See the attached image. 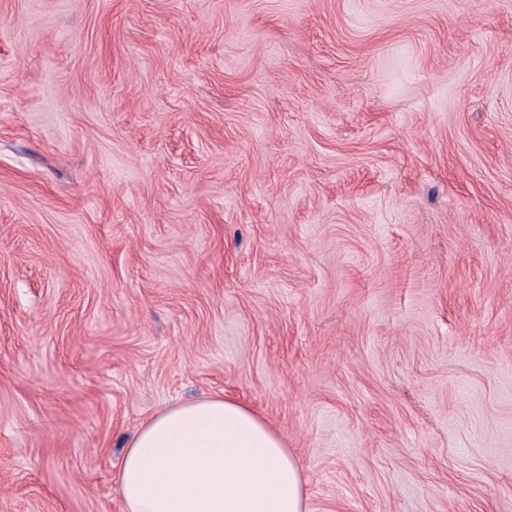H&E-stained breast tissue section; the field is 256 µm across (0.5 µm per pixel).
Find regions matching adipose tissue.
Segmentation results:
<instances>
[{"instance_id":"adipose-tissue-1","label":"adipose tissue","mask_w":512,"mask_h":512,"mask_svg":"<svg viewBox=\"0 0 512 512\" xmlns=\"http://www.w3.org/2000/svg\"><path fill=\"white\" fill-rule=\"evenodd\" d=\"M112 481L124 512H309L303 471L281 436L221 396L149 418Z\"/></svg>"}]
</instances>
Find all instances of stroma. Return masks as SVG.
Instances as JSON below:
<instances>
[{
	"label": "stroma",
	"mask_w": 512,
	"mask_h": 512,
	"mask_svg": "<svg viewBox=\"0 0 512 512\" xmlns=\"http://www.w3.org/2000/svg\"><path fill=\"white\" fill-rule=\"evenodd\" d=\"M214 395L310 512H512V0H0V512Z\"/></svg>",
	"instance_id": "obj_1"
}]
</instances>
